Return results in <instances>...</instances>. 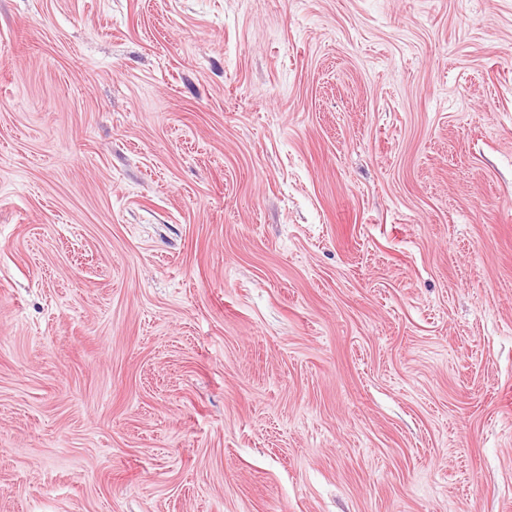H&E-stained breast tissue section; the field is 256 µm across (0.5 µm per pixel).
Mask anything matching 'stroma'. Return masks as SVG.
Returning a JSON list of instances; mask_svg holds the SVG:
<instances>
[{
    "instance_id": "1",
    "label": "stroma",
    "mask_w": 512,
    "mask_h": 512,
    "mask_svg": "<svg viewBox=\"0 0 512 512\" xmlns=\"http://www.w3.org/2000/svg\"><path fill=\"white\" fill-rule=\"evenodd\" d=\"M0 512H512V0H0Z\"/></svg>"
}]
</instances>
